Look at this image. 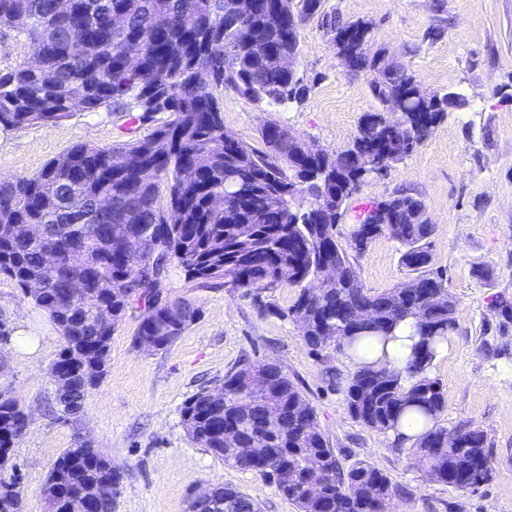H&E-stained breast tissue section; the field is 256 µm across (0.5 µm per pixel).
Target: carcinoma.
<instances>
[{
  "label": "carcinoma",
  "instance_id": "obj_1",
  "mask_svg": "<svg viewBox=\"0 0 512 512\" xmlns=\"http://www.w3.org/2000/svg\"><path fill=\"white\" fill-rule=\"evenodd\" d=\"M234 0H0V30L14 29L20 13L29 17L21 32L40 63H21L0 73V130L56 122L76 88L84 90L87 112H165L167 120L142 140L101 148L78 144L51 159L31 178L0 179V274L24 289L40 290L28 299L44 311L63 339L49 370L67 385L56 390L62 415L81 411L99 382L84 366L100 365L104 375L112 329L134 302L144 307L135 343L151 336L159 349L170 346L194 321L198 309L186 298L165 294L169 266L190 278L224 281L253 296L264 312L292 322L303 319L304 343L314 351L354 345L361 336H385L412 318L420 340L406 371L360 366L347 382L350 414L378 431L395 427L406 412L423 419L440 416L446 405L442 385L432 377L439 347L455 327L456 300L444 271L433 268L426 239L432 232L423 200L405 193L372 203L351 225L349 249L336 239L351 184L373 175L369 156L387 158L388 168L424 141L421 126H435L448 108L461 105L451 92L422 94L408 67L395 59L370 82L379 112L362 125L385 123L363 147L325 153L313 164L296 150L297 134L270 121L261 131L264 150L224 140L223 95L230 90L257 104H300L309 89L288 73L291 53H300L280 0H251L246 19L231 12ZM342 43L348 67L367 72L375 60L358 51L371 25L334 19L325 22ZM263 36L268 50L258 53L250 31ZM141 48L134 72L126 70L124 50ZM403 101L400 124L390 125L388 104ZM166 204L158 202L160 185ZM306 186L311 202L294 206L296 186ZM112 199L109 217L98 198ZM228 197L226 208L213 206ZM49 231L46 242L30 236V226ZM387 236L400 246V263L417 286L399 284L383 291L363 285L348 251L360 255L373 240ZM56 262L45 261V250ZM342 275L320 281L325 263ZM85 292L74 296L70 284ZM299 288L286 309L262 300V293ZM370 310V319L360 311ZM506 324L512 295L504 291L490 305ZM188 436L225 464L269 478L277 493L298 512H368L372 499L384 512L398 493L389 477L366 461L340 469L334 449L320 430L314 406L274 362L241 361L212 389L189 398L181 411ZM23 429L20 402L0 390V449H12ZM416 462L436 482L453 477L456 489H475L490 478L487 436L466 424L454 430L437 425L413 445ZM326 460L320 495L305 493L306 462ZM47 481L66 500L83 498L92 485L110 484L114 493L95 512H115L122 475L97 448L65 450ZM224 512H261L260 504L232 485L214 490ZM0 512H21L16 479L0 480Z\"/></svg>",
  "mask_w": 512,
  "mask_h": 512
}]
</instances>
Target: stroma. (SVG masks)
<instances>
[{"instance_id":"35a3bbf8","label":"stroma","mask_w":512,"mask_h":512,"mask_svg":"<svg viewBox=\"0 0 512 512\" xmlns=\"http://www.w3.org/2000/svg\"><path fill=\"white\" fill-rule=\"evenodd\" d=\"M323 11L371 24L370 49L404 62L420 86L456 93L423 143L386 176L365 180L338 226L347 244L358 205L405 191L421 198L434 223L428 247L457 302L448 350L435 362L447 405L440 425L475 423L487 436L491 477L460 491L433 481L409 448L394 447L348 411L345 388L357 365L345 352L312 351L290 321L260 312L241 290L201 283L170 266L172 297L191 300L196 319L167 349L135 347L140 308L112 334L105 373L82 411L61 418L48 375L62 337L49 317L0 275V314L15 327L0 388L32 418L4 471L16 477L22 512H46L43 489L60 454L89 445L111 457L123 480L116 512H187L194 487L224 483L256 499L262 512H297L260 475L243 473L193 442L181 421L184 401L220 383L241 360L278 363L313 404L320 429L342 467L364 460L399 487L395 512H512V324L490 311L496 294L512 293V0H323ZM299 71L311 91L299 105H259L228 91L224 130L260 146L270 120L327 152L350 146L366 113L379 111L371 73L350 75L320 19L301 32ZM159 113L130 121L124 112H75L51 124L0 131V178L29 177L72 146L109 147L147 138ZM398 244L374 240L354 256L366 287L382 291L406 279Z\"/></svg>"}]
</instances>
